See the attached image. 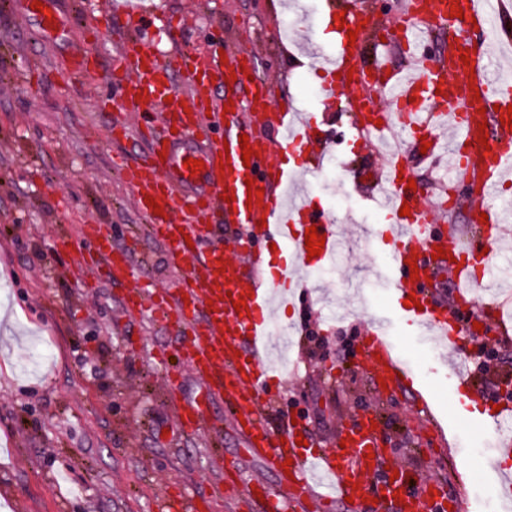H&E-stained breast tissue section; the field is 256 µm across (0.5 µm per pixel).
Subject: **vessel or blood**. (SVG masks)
Returning <instances> with one entry per match:
<instances>
[{"mask_svg":"<svg viewBox=\"0 0 512 512\" xmlns=\"http://www.w3.org/2000/svg\"><path fill=\"white\" fill-rule=\"evenodd\" d=\"M456 7L464 12L461 25L466 35L453 40L447 51L426 52L425 44L447 25ZM338 8L346 13V26L336 32L334 53L314 55L322 69L335 75L324 84L321 100L348 97L358 115L354 127L358 138L400 127L413 150H425L430 159L448 156L462 182L479 197H499L503 178L512 170V128L500 121L512 110V75L496 72L489 53L474 52L470 33L497 28L512 12L493 5L492 0H405L391 19H379L376 27L396 36L402 47L413 49L414 67L401 74L376 57L357 86L348 83L347 75L356 66L362 44L349 42L347 35L359 29L365 11L359 0H340ZM128 19L134 34L119 45L108 63L79 49L72 58L71 73L112 84L127 112L162 114V123L140 122L134 134L142 145L140 158L122 163L121 174L136 188L135 207L148 218L151 238L163 245L179 276L173 288L145 302L142 289L132 285L134 247L114 245L112 228L106 224L85 225L77 270L110 283L128 284L122 299L128 315L151 313L166 329L182 336L180 355L202 383L199 397L179 412L182 429L200 431L211 407L231 399L233 420L246 452L275 473L295 512H304L311 504L325 512L345 498L359 501L369 493L398 505L399 512H462L439 483L427 484L425 495L419 496L410 489L407 470H399L394 477L380 473L379 432L372 427V412L361 413L343 427L339 437L345 447L328 452L311 444L297 445L300 426L290 424L275 432L263 423V395L276 377L267 360L273 299L278 296L292 304L296 289L307 285L305 271L336 260L341 238L330 216L312 210L307 200L286 206L278 181L266 170L270 144L250 136L241 120L242 107L260 116L267 114L271 103L264 78L250 80L240 73L241 67H254V55L242 49L222 56L197 51L165 54L154 37L144 34V15L132 12ZM465 53L472 65L468 72L461 68ZM175 72L182 75V86L173 84ZM359 88L387 95L390 109L368 112L355 94ZM483 124L489 129L485 136L479 131ZM276 129L281 142L296 152L319 159L329 153L330 141L312 134L304 113H277ZM180 131L202 134L203 149L189 154L175 151ZM244 142L253 149L247 162L240 148ZM189 158L198 160V169L186 168ZM411 177L399 152L389 153L381 171L369 169L361 174L370 198L395 215L389 228L396 242L389 259L394 281L411 278V267L420 271L413 278L416 303L404 306L405 319L435 337L442 349L456 350L464 343L473 318L460 308L436 304L428 279L436 272H447L454 296L470 298L474 266L489 267L493 257L478 254L455 229L434 233L437 214L422 207L420 190L409 189ZM251 187L262 189V196L248 198ZM405 205L410 208L406 216L400 213ZM218 212L228 223L263 225L267 239L289 249L295 263L283 268L280 279L285 286L279 293L262 290L255 271L260 255L250 242H242L240 258L231 259L222 241H205V221ZM485 213V241L492 244L502 224L512 221V209L489 206ZM312 226L325 239L319 257L313 259L306 249V230ZM440 248L445 251L441 258L435 255ZM237 300L243 301L242 310L234 309ZM387 335L386 322H372L363 351L371 358L377 378L391 387L409 386L403 376L405 367ZM481 424L499 436L511 437L512 407L488 412Z\"/></svg>","mask_w":512,"mask_h":512,"instance_id":"b4317fda","label":"vessel or blood"}]
</instances>
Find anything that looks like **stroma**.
Returning <instances> with one entry per match:
<instances>
[{"label":"stroma","instance_id":"obj_1","mask_svg":"<svg viewBox=\"0 0 512 512\" xmlns=\"http://www.w3.org/2000/svg\"><path fill=\"white\" fill-rule=\"evenodd\" d=\"M105 6L116 37L133 8L188 17L179 36L188 49L257 46L272 101L288 100L315 119L316 135L336 142L302 188L342 221L352 247L318 279L319 293L286 312L296 326L294 352L288 374L270 386L271 422L296 418L315 445L328 448L341 426L372 409L382 417L386 464L414 473L416 491L438 481L448 498L481 512L488 465L512 472V447L476 425L434 343L392 299L384 243L358 233L391 220L357 186L361 170L381 157L354 142L345 105L307 92V82L321 79L311 63L288 66L304 48L334 50L323 0H297L292 10L284 0H87L86 13L65 18L55 34L27 14L25 0H0V512H169L176 494L202 512H261L248 487L277 483L261 460L242 453L226 406L216 405L198 434L179 428L178 408L200 382L184 364L170 378L154 354H177L180 336L124 316L123 285L99 280L89 288L74 272L83 225L108 224L116 242L140 236V284L159 292L177 278L162 247L144 238L135 190L112 164L137 157L140 145L114 141L100 108L109 87L70 79L71 56ZM301 15L307 28L283 36ZM374 317L387 320L396 353L430 394L428 409L405 389H375L360 350ZM464 353L475 364L497 356L500 378L475 387L484 402H506L512 343L494 335L467 343Z\"/></svg>","mask_w":512,"mask_h":512}]
</instances>
